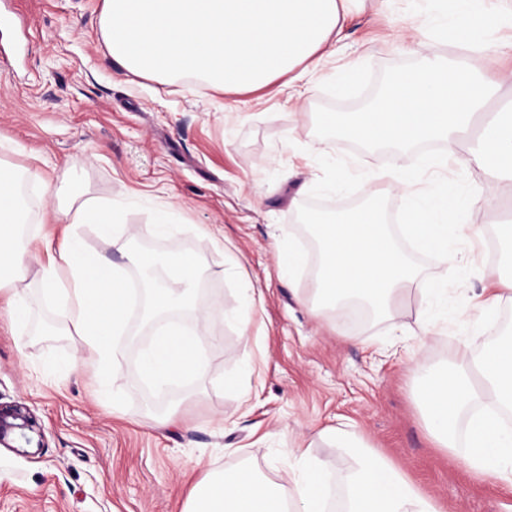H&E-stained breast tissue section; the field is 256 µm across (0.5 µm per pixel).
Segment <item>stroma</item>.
Listing matches in <instances>:
<instances>
[{"instance_id":"35a3bbf8","label":"stroma","mask_w":512,"mask_h":512,"mask_svg":"<svg viewBox=\"0 0 512 512\" xmlns=\"http://www.w3.org/2000/svg\"><path fill=\"white\" fill-rule=\"evenodd\" d=\"M12 6L17 26L0 31V46L12 59L11 70L0 71V162L21 177L54 184L70 172L78 192L112 204L118 242L92 224L73 231L88 256L122 267L128 282H143L139 254L197 255L205 265L203 298L218 303L227 319L130 315L125 360L111 392L83 368L79 336L39 287L30 290L23 327L0 310V399L29 405L47 436L35 457L0 450V512H182L205 468L248 465L283 484L298 448L328 466L338 499L339 475L353 459L315 438L325 427L351 430L355 442L389 460L444 512H512V489L477 478L436 447L419 405L420 366L454 360L468 334L448 322L424 342L408 336L405 327L421 304L416 290L399 316L362 328L329 326L301 302L307 278L278 265L293 243L307 251L306 270L317 265L314 240L297 222L308 199L303 183L321 177L314 149L354 155L371 173L388 161H408L405 153L357 151L317 137L315 110L331 102L322 83L349 64L378 72L405 60L459 56L433 31H411L424 0H364L334 54L303 73L302 83L314 90L301 99L277 83L233 93L192 77L132 75L105 46L103 0H12ZM404 31L406 48L394 41ZM165 207L174 235L148 236L146 226ZM217 228L224 231L220 246L210 236ZM467 255L475 272L457 294L474 322L502 255L483 253L476 240ZM247 284L254 289L249 298ZM171 322L202 326L209 369L202 379L181 381L160 404L137 360ZM231 375L239 389H225ZM175 401L178 422L164 424Z\"/></svg>"}]
</instances>
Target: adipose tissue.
I'll return each mask as SVG.
<instances>
[{
    "instance_id": "obj_1",
    "label": "adipose tissue",
    "mask_w": 512,
    "mask_h": 512,
    "mask_svg": "<svg viewBox=\"0 0 512 512\" xmlns=\"http://www.w3.org/2000/svg\"><path fill=\"white\" fill-rule=\"evenodd\" d=\"M360 0H103L101 32L109 54L129 72L151 78L192 74L233 91L264 88L330 53ZM440 0L419 16L418 25L439 39L468 50L461 61L435 56L392 76L377 100L359 112H324L322 124L338 137L368 146L405 149L424 140L454 141L503 87H512V67H500L505 50L493 30L511 24L512 14L487 0ZM466 169L512 175V113L484 121L472 149L456 157ZM24 214L18 206V177L0 163V281L8 283L6 309L15 324L28 317L29 281H36L82 341L90 365L120 370L130 290L120 268L88 257L80 240L65 234L58 248L39 254L20 244ZM58 224H94L114 235L112 208L92 200L58 211ZM201 275L191 254L169 261L152 282V306L164 312L197 311L219 320L218 309L197 302L191 285ZM196 330L162 328L139 356V371L155 386L207 371ZM346 472L345 512H443L430 494L414 487L388 460L369 449L352 452ZM327 467L299 454L283 485L257 478L246 468L210 473L189 492L185 512H325Z\"/></svg>"
}]
</instances>
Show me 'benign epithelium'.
<instances>
[{
	"mask_svg": "<svg viewBox=\"0 0 512 512\" xmlns=\"http://www.w3.org/2000/svg\"><path fill=\"white\" fill-rule=\"evenodd\" d=\"M0 447L25 456L39 455L46 447L45 428L27 404L0 401Z\"/></svg>",
	"mask_w": 512,
	"mask_h": 512,
	"instance_id": "7a95c632",
	"label": "benign epithelium"
}]
</instances>
